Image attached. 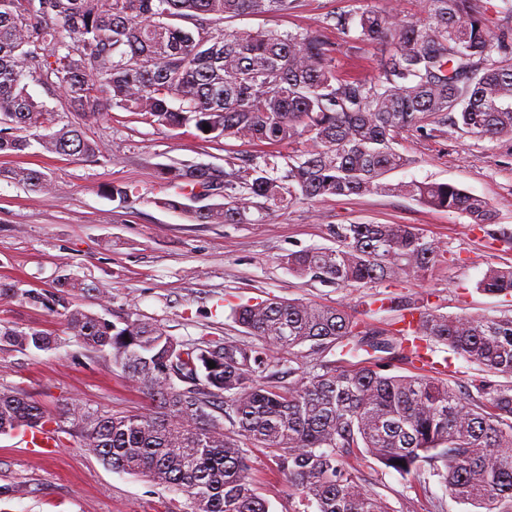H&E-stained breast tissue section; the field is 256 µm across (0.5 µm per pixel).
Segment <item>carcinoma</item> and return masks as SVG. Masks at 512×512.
<instances>
[{
  "label": "carcinoma",
  "mask_w": 512,
  "mask_h": 512,
  "mask_svg": "<svg viewBox=\"0 0 512 512\" xmlns=\"http://www.w3.org/2000/svg\"><path fill=\"white\" fill-rule=\"evenodd\" d=\"M424 2L416 21L390 10L326 14L346 41L382 47L377 76L367 79L337 71L336 42L320 27L224 30L226 18L286 15L294 0H0V155L37 144L96 157L77 123L33 99L32 81L86 121L118 108L195 138L266 147L263 163L228 173L195 165L162 172L179 195L222 194L225 203L192 214L201 222L249 224L259 199L282 207L379 192L491 224L492 206L454 184L384 181L413 163L398 138L430 124L450 122L476 140L512 138V28L491 31L484 0ZM302 139L307 148L280 169L281 148ZM12 175L34 191L54 189L38 170ZM330 235L334 247L288 253V269L340 288L383 285L423 279L443 257L414 224H336ZM75 288L91 285L65 277L52 291L27 290L0 281V299L61 313L81 345L109 356L149 397L148 412L72 402L54 414L24 393L0 391V433L74 432L112 469L183 494L192 512H270L249 477L250 445L280 451L277 471L299 499L297 512H390L350 462L361 451L420 485L439 477L477 512H512V314L452 317L407 301L398 321H412L390 333L339 308L276 300L233 310L257 343L203 341L184 360L179 340L135 313L110 321L70 308ZM477 289L512 292V265L488 267ZM409 336L444 344L507 381L484 380L465 400L429 375L394 374L393 358L416 354ZM345 340L371 350L373 362L348 369L325 358ZM0 343L41 351L55 337L1 325ZM305 345L314 362L279 385L271 353Z\"/></svg>",
  "instance_id": "1"
}]
</instances>
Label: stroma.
I'll return each instance as SVG.
<instances>
[{
    "label": "stroma",
    "instance_id": "35a3bbf8",
    "mask_svg": "<svg viewBox=\"0 0 512 512\" xmlns=\"http://www.w3.org/2000/svg\"><path fill=\"white\" fill-rule=\"evenodd\" d=\"M392 10L418 18L422 0H295L286 16L245 15L225 20L227 30L297 31L321 26L327 12ZM339 69L372 77L380 51L371 44L343 46ZM84 131L97 148L86 161L30 150L0 155V280L23 289H54L58 280L76 277L94 290L71 293L73 307L105 317L129 311L154 322L187 345L204 340L250 342L234 321L238 304L295 300L348 310L364 318L374 295L427 300L450 316L497 317L512 311V300L478 290L488 266L512 264V139L475 141L452 126L433 135H402L398 148L412 165L393 172L390 182L452 183L485 198L495 211L491 224L437 210L414 199L376 192L331 197L276 209L269 217L252 211L247 224H204L187 212L163 206L175 196L162 188L158 171L183 163L227 169L232 157L258 159L260 146L234 139L202 141L178 130L153 126L133 113L110 110ZM27 168L49 177L56 190L36 193L6 177V170ZM129 188L127 201L113 198V186ZM414 224L438 242L445 259L423 281L396 285L336 288L289 272V252L332 246L334 224ZM0 322L57 336L46 351L0 344V389L27 393L51 411L79 402L118 414L146 412L149 400L121 370L85 350L71 337L63 316L24 301L0 300ZM436 361H448L444 379L468 391L483 378L479 364L434 347ZM249 474L271 512H295L298 501L277 472L275 451L252 448ZM359 476L392 512H472L451 498L438 478L420 487L387 469L373 456L354 458ZM0 512H190L185 496L134 473L114 470L60 434L53 454L26 448L20 432L0 434Z\"/></svg>",
    "mask_w": 512,
    "mask_h": 512
}]
</instances>
